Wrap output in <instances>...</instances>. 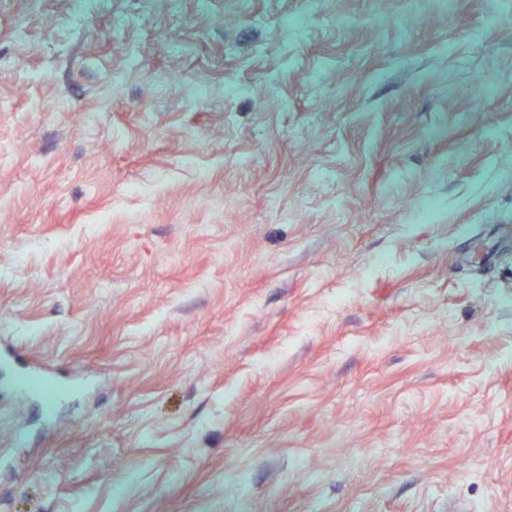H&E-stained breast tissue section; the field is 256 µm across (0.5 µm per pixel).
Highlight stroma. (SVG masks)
I'll list each match as a JSON object with an SVG mask.
<instances>
[{
	"label": "stroma",
	"mask_w": 512,
	"mask_h": 512,
	"mask_svg": "<svg viewBox=\"0 0 512 512\" xmlns=\"http://www.w3.org/2000/svg\"><path fill=\"white\" fill-rule=\"evenodd\" d=\"M509 143L512 0H0V512H512ZM15 387L22 393H38L44 397L54 396L59 390L49 371L42 367L22 369L15 377Z\"/></svg>",
	"instance_id": "35a3bbf8"
}]
</instances>
